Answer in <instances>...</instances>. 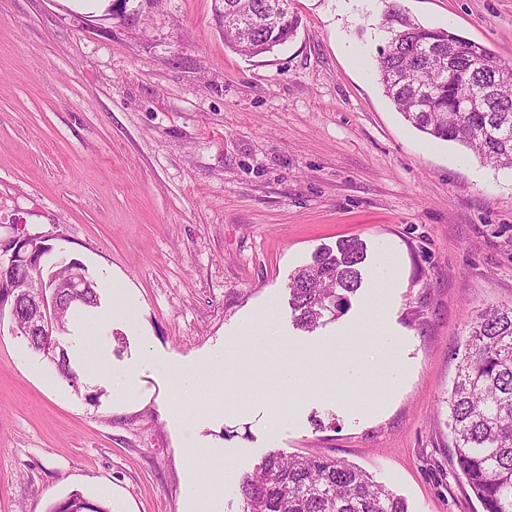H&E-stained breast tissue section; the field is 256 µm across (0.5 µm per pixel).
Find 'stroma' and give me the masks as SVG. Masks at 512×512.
I'll use <instances>...</instances> for the list:
<instances>
[{
    "mask_svg": "<svg viewBox=\"0 0 512 512\" xmlns=\"http://www.w3.org/2000/svg\"><path fill=\"white\" fill-rule=\"evenodd\" d=\"M397 2L512 65V0ZM293 7L295 36L247 57L214 0H0V238L48 236L114 291L62 338L75 386L0 316V512L76 492L105 512H242L238 480L272 451L357 465L409 512H482L447 398L478 310L512 305V173L385 96L383 0ZM347 239L366 249L361 288L298 329L290 277ZM237 346L266 378L288 360L384 382L274 403L176 392L174 372ZM102 355L136 396L100 378Z\"/></svg>",
    "mask_w": 512,
    "mask_h": 512,
    "instance_id": "35a3bbf8",
    "label": "stroma"
}]
</instances>
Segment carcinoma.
<instances>
[{"label": "carcinoma", "mask_w": 512, "mask_h": 512, "mask_svg": "<svg viewBox=\"0 0 512 512\" xmlns=\"http://www.w3.org/2000/svg\"><path fill=\"white\" fill-rule=\"evenodd\" d=\"M292 0H224V39L245 56H257L294 37L300 25ZM380 27L386 33L376 59L385 96L419 131L471 150L494 169L512 172V66L499 64L483 45L451 31L423 26L391 0ZM364 246L345 240L337 251L315 254L288 285L294 321L310 331L325 314L344 311L361 287ZM58 265L37 271L26 264L12 271L22 288L38 276L55 285ZM73 303L59 295L56 343L46 353L68 381L78 377L61 343ZM448 428L460 476L482 512H512V306L479 309L464 338L457 375L448 393ZM242 512H408L403 498L363 469L324 455L273 451L241 476ZM52 512H103L73 494Z\"/></svg>", "instance_id": "carcinoma-1"}]
</instances>
